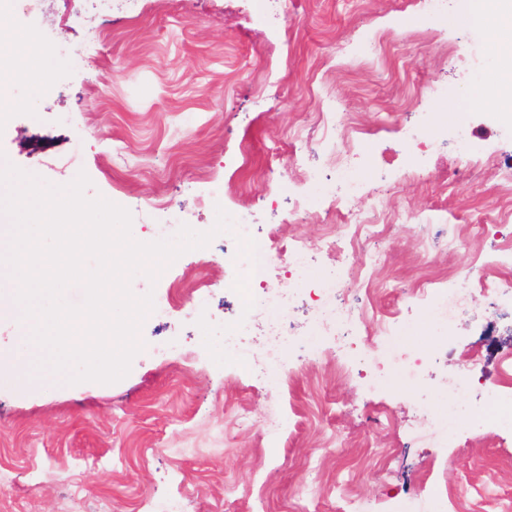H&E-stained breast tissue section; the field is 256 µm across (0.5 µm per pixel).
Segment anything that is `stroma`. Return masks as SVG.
<instances>
[{
	"label": "stroma",
	"mask_w": 512,
	"mask_h": 512,
	"mask_svg": "<svg viewBox=\"0 0 512 512\" xmlns=\"http://www.w3.org/2000/svg\"><path fill=\"white\" fill-rule=\"evenodd\" d=\"M31 7L17 27L48 47L53 69L45 89L15 88L0 134L9 162L55 185L85 172L86 197L127 208L139 242L214 227L198 168L252 224L182 254L157 281L132 278V293L152 294L165 312L143 321V348L120 381L0 382V512H349L351 496L370 512H479L484 498L512 512V428L474 425L452 442L421 414L447 403L460 359L479 361L466 409L504 390L512 367L511 306L469 295L444 343L440 320L414 299L428 267L464 285L492 261L512 286V257L490 254L512 233V197L486 165L491 154L512 159V124L469 94L487 69L481 33L451 14L418 40L411 0H274L262 19L256 0H140L133 13L113 0L110 37L91 44L85 32L103 19L92 0ZM326 98L338 107L332 132ZM435 120L448 138L408 151L405 129ZM355 127L367 187L352 205L367 209L376 193L389 205L376 300L351 291L345 304L372 319L365 352L383 354L380 325H400L419 376L367 380L332 336L319 344L338 360L297 362L289 378L225 368L224 328L244 313L225 251L273 231L315 241L330 223L344 238L343 218L293 171L333 178L326 139L349 143ZM460 128L472 150L460 147ZM160 194L170 211L152 207ZM300 194L315 203L297 220Z\"/></svg>",
	"instance_id": "stroma-1"
}]
</instances>
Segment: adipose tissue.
I'll use <instances>...</instances> for the list:
<instances>
[{
	"instance_id": "obj_1",
	"label": "adipose tissue",
	"mask_w": 512,
	"mask_h": 512,
	"mask_svg": "<svg viewBox=\"0 0 512 512\" xmlns=\"http://www.w3.org/2000/svg\"><path fill=\"white\" fill-rule=\"evenodd\" d=\"M470 15L484 35L491 62L488 82L473 89L475 101L497 113L502 120H512V0H471ZM34 38L16 29L12 19L0 15V51L15 53L19 70L0 72V82H13L30 76L46 77L52 70L51 59L32 52Z\"/></svg>"
}]
</instances>
